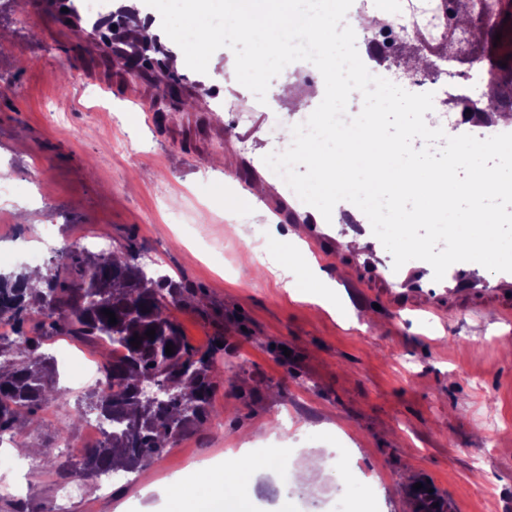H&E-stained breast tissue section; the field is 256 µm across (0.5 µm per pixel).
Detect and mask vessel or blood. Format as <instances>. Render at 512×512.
<instances>
[{"label":"vessel or blood","mask_w":512,"mask_h":512,"mask_svg":"<svg viewBox=\"0 0 512 512\" xmlns=\"http://www.w3.org/2000/svg\"><path fill=\"white\" fill-rule=\"evenodd\" d=\"M13 7L18 13L37 17L50 38L63 41L70 38L74 23L81 16V0H13ZM341 208L345 231L363 240L366 254L378 257L373 264H354L351 287L399 311L444 316L478 309L500 319H512V273H495L489 283L481 274L480 264L474 262L453 264L440 281L434 280L432 267L421 260L413 266L394 269L391 254L380 253L379 242L358 208L347 201L342 202ZM333 230L330 224L304 225L303 235L310 251L323 258L335 257L339 239ZM421 483V489L411 493L414 512H457L449 497L434 491L431 479L422 478Z\"/></svg>","instance_id":"1"}]
</instances>
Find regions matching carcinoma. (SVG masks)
<instances>
[{"label": "carcinoma", "mask_w": 512, "mask_h": 512, "mask_svg": "<svg viewBox=\"0 0 512 512\" xmlns=\"http://www.w3.org/2000/svg\"><path fill=\"white\" fill-rule=\"evenodd\" d=\"M457 24L478 30L473 50L456 57L471 69L485 67L483 43L495 30L479 27L468 13L466 0H451ZM490 105L470 101L465 109L484 121L496 112L512 110V69L489 76ZM27 272L0 277V321L15 326V338L0 336V437L13 434L18 422L52 399L49 375L52 358L25 335L30 321L44 336H71L117 344L124 354L104 366L105 385L88 396L86 410L114 424L101 442L85 448L72 464L76 475L94 479L119 471L133 474L159 459L180 435L210 418L216 355L224 348L191 345L169 309L187 306L182 282L167 274L148 275L137 253L98 254L69 248L41 276V287L25 288ZM115 313L117 323L103 314ZM155 330V338L146 336ZM139 347L130 344L133 337ZM173 345V354L165 353ZM164 391L162 399H148L146 389Z\"/></svg>", "instance_id": "1"}]
</instances>
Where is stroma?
Masks as SVG:
<instances>
[{"instance_id":"1","label":"stroma","mask_w":512,"mask_h":512,"mask_svg":"<svg viewBox=\"0 0 512 512\" xmlns=\"http://www.w3.org/2000/svg\"><path fill=\"white\" fill-rule=\"evenodd\" d=\"M206 65L247 120L209 112L194 75L173 94L151 73L131 82L83 39L55 44L40 27L17 26L0 0V176L12 184L0 194V211L12 216L0 222L8 254L0 270L23 265L46 224L59 249L104 237L153 257L203 296L202 311L175 313L192 345L224 339L212 396L223 432L196 428L129 478L85 481L69 462L98 442L78 418L97 377L81 369L104 365L111 350L69 336L44 341L50 355L74 354L55 366L66 398L0 439V512H168L176 480H197L199 464L241 448L289 456L258 476L248 502L225 494L223 512H325L340 488L348 512H411L409 490L425 476L457 512H512V323L475 311L440 318L374 308L348 288L344 255L314 261L316 282L336 283L335 308L301 299L307 278L288 264L295 224L248 196L259 185L307 223L323 221L263 162L281 146L265 134L271 116L297 118L281 86L309 108L320 104L315 61L298 58L291 72L276 60L258 72L215 56ZM69 70L81 72L79 84L66 81ZM107 77L108 95L98 90ZM134 86L153 124L131 110ZM60 422L74 447L61 446ZM18 442L40 455H15ZM338 453L349 461L341 486L331 470ZM311 456L320 477L292 497L291 474Z\"/></svg>"}]
</instances>
